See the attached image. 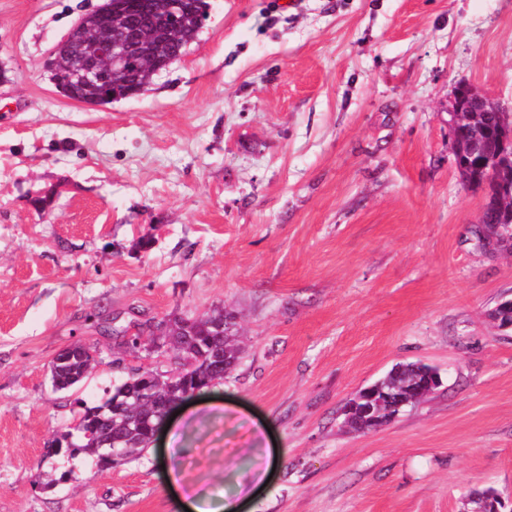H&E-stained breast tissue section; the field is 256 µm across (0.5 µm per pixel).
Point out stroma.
I'll use <instances>...</instances> for the list:
<instances>
[{
	"label": "stroma",
	"instance_id": "obj_1",
	"mask_svg": "<svg viewBox=\"0 0 512 512\" xmlns=\"http://www.w3.org/2000/svg\"><path fill=\"white\" fill-rule=\"evenodd\" d=\"M102 0H0V512H178L279 464L245 512H462L512 500V246L454 163L458 85L512 113V0H208L140 94H59L53 47ZM221 307L242 358L103 472L44 456L132 369L150 326ZM141 336L136 351L121 330ZM96 346L76 388L50 367ZM425 399L358 433L342 409L399 364Z\"/></svg>",
	"mask_w": 512,
	"mask_h": 512
}]
</instances>
